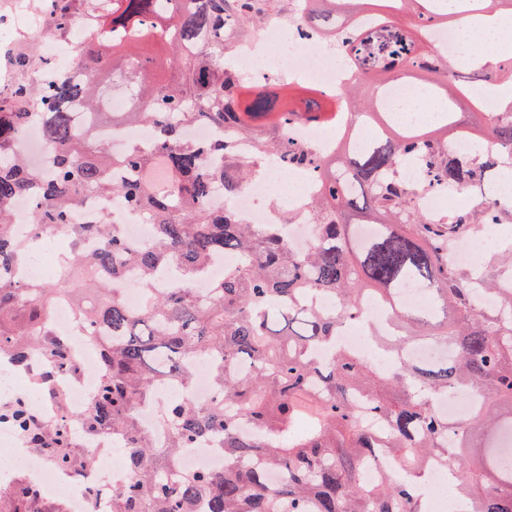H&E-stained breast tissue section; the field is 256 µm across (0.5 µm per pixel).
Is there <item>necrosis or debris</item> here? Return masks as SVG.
I'll list each match as a JSON object with an SVG mask.
<instances>
[{
  "label": "necrosis or debris",
  "mask_w": 512,
  "mask_h": 512,
  "mask_svg": "<svg viewBox=\"0 0 512 512\" xmlns=\"http://www.w3.org/2000/svg\"><path fill=\"white\" fill-rule=\"evenodd\" d=\"M302 14L299 0H292L287 15L265 22L236 41L233 59L237 70L257 88H307L332 104L337 114L335 124L314 126L295 121L287 129L288 138L295 145L328 159L348 142L366 139L370 134L368 128L357 123L344 99L346 90L363 72L345 45L372 37L381 30L382 20L378 12H363L352 17L335 36L327 37L304 29L300 22ZM39 17V12L33 11L26 0H15L9 10L0 11L1 24L22 32L40 46L34 68H41L52 59L69 78H82L84 71L75 60L80 37L87 27L85 15L74 16L63 35L50 32ZM319 191V181L307 169L278 166L272 174L250 181L237 196L235 207L248 223L283 224L287 241L295 250L302 251L316 235V228L306 219L305 212L308 200ZM103 216L123 225L126 237L136 244L148 245L154 240L153 227L143 216L115 211L108 197H91L74 214L83 224ZM53 327L56 335L69 339L73 347L71 368L59 371L54 378L56 403L45 405L44 392L33 385L29 375L6 368L0 370V390L31 403L35 415L71 429L90 407L99 375V347L97 342L86 340L81 327L76 325L74 306L69 301L56 304ZM48 465L44 456L36 455L30 460V471L42 488L67 497L72 512H108L113 489L123 487L130 479L127 467L103 465L93 474L96 493L91 496L69 475L49 471Z\"/></svg>",
  "instance_id": "necrosis-or-debris-1"
}]
</instances>
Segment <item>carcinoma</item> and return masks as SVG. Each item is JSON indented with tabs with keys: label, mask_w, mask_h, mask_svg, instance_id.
<instances>
[{
	"label": "carcinoma",
	"mask_w": 512,
	"mask_h": 512,
	"mask_svg": "<svg viewBox=\"0 0 512 512\" xmlns=\"http://www.w3.org/2000/svg\"><path fill=\"white\" fill-rule=\"evenodd\" d=\"M397 2L394 20L457 21L454 11L436 10V0H307L305 24L327 35L338 30L336 14L352 17ZM290 0H89L91 33L78 52L88 71L83 82L63 75L37 77L0 94V358L17 369L38 354L51 366L70 363L67 345L53 332L50 315L58 298L72 300L77 322L100 336L101 378L84 418L93 433L112 432L122 444L131 479L112 492L110 512H423L420 481L428 465L452 473L470 512H512V466L501 440L512 434V251L491 257L480 272L448 261L459 236L488 225L512 224V196L485 193L470 208L436 224L415 200L428 189L449 194L483 183L499 169L512 171V102L485 112L475 129L465 109L474 107L461 88L474 83H512V58L486 52V62L461 79L446 60L420 69L404 48L387 62L398 70L365 72L349 89L357 122L378 133L320 160L288 141V123L317 122L326 108L315 98L256 90L232 64V42L224 41V16L237 30L288 11ZM484 14L512 12V0H480ZM74 0H53L52 31L68 28ZM151 41L165 49L148 56L137 47ZM112 55V74L100 67ZM131 87L128 111H108L113 76ZM402 76L427 86L445 105L438 127L426 133L391 123L375 110V95ZM79 103L101 123L145 124L153 128L152 149L132 142L120 155L106 143L90 144L70 125ZM36 113L43 114L49 156L39 170L28 166L17 141ZM229 125L250 141L241 151L224 141L194 143L186 125ZM466 133L477 146L454 155L448 137ZM265 157L313 171L321 193L309 204L316 238L305 251L293 249L275 224H249L235 210L242 185ZM425 179L405 180L406 162ZM224 195L212 210L211 194ZM109 196L119 208L149 218L151 246L130 243L121 225L71 222L84 197ZM33 201L30 241L12 233L16 198ZM48 227L67 233L69 251L56 282L31 283L4 272L25 268L35 258L31 242ZM98 248L87 254L90 236ZM216 255L241 259V268L204 292L195 284L207 276ZM131 265L139 272L143 304L126 308L108 277ZM174 266L177 279L154 287L157 269ZM423 288L426 304L406 307L400 292ZM495 297L489 310L475 307V289ZM319 291L337 307L302 306L303 295ZM374 296L393 317L395 333L371 338L393 360L385 370L362 362L338 346L337 330L362 320L359 304ZM418 341L452 343L456 355L437 365L411 364L406 347ZM331 352L319 365L311 353ZM213 364L219 398L204 408L178 397L166 402L160 421L173 427L157 446L142 430L138 409L154 402L156 390L176 381L192 384L196 362ZM478 391L473 417L454 424L435 414L433 401L456 391ZM368 402L383 424L369 429L357 400ZM254 430L239 432V419ZM37 450L74 476L65 429L35 420L21 399L0 413ZM211 432L222 437L224 472H184L183 449ZM396 454L408 477L364 483L361 465L378 443ZM281 472L275 488L263 469Z\"/></svg>",
	"instance_id": "1"
}]
</instances>
